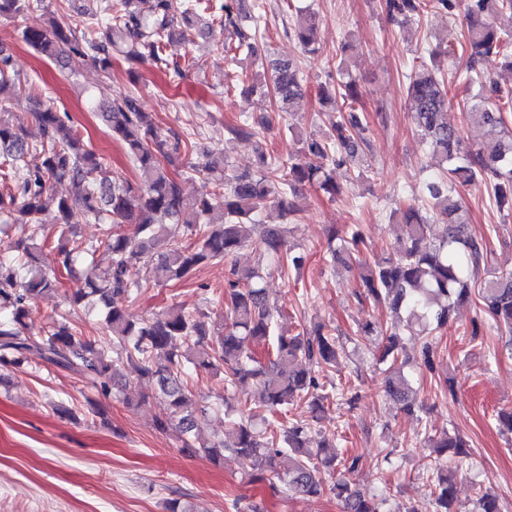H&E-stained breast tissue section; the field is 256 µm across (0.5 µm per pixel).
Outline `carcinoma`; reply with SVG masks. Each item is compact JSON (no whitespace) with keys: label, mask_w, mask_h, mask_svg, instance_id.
<instances>
[{"label":"carcinoma","mask_w":512,"mask_h":512,"mask_svg":"<svg viewBox=\"0 0 512 512\" xmlns=\"http://www.w3.org/2000/svg\"><path fill=\"white\" fill-rule=\"evenodd\" d=\"M387 12L403 19L421 16L434 7L433 0H384ZM44 7L43 0H0V20L29 16ZM101 14L108 20L103 37L85 25L59 22L49 11L25 25L22 41L50 60L65 53L89 57L102 71L112 69V47L124 45L130 76L138 67L151 63L178 77L181 66L163 55L165 41H192L218 29L226 34L224 49L251 53L255 46L242 22L247 18L239 0H224L209 21L186 0H104ZM512 0H468L464 14L465 43L457 47L440 39L429 57L422 59L409 77L407 87L411 121L430 153L443 164L441 173L426 183V205L432 216L443 221L439 243L430 242L428 220L413 206L399 212L397 223L403 233L388 255L361 263L363 292L359 301H387L407 314L406 324L383 328L371 320L358 324L357 335L380 336L384 341L382 360L390 362L384 391L400 409L414 412L417 403L400 360V331L416 328L424 340V363L431 364L433 333L448 326L456 306L471 299V285L485 266L486 242L467 231L459 203L460 186L482 184L498 207L512 209V133L473 149L465 144L463 128L449 123L445 110L452 101L439 77V59L458 51L468 53L465 91L483 86L484 65L498 61L512 68ZM320 16L310 8L298 11L292 33L303 52L318 51ZM264 80L237 74L260 96L271 92L281 111L291 112L304 94V79L297 62L290 58L270 61ZM22 85L10 55L0 51V178L25 164L31 152L41 163L26 170L7 195L0 194V233L16 224L23 236L0 252V371L18 368L36 352L47 363L75 373L104 396L118 385L115 361L126 364L140 380L154 385L155 395L165 399L167 412L155 421L164 431L178 427L185 438L181 451L189 456L203 453L213 459L235 456L247 468L251 482L279 481L289 494L299 497L333 493L343 512H383L385 499L360 491L342 479L329 484L336 466L348 473L358 468L359 459L337 449L328 439L312 442V423L321 419L327 396L320 393L316 371L339 367L342 345L326 326L304 328L295 335L276 332L278 307L262 286V268L232 265L224 286V323L216 331L207 328L205 314L187 312L179 306L153 316L133 318L127 302L142 287L141 274L155 282L187 280L199 268L228 259L246 246L255 227V216L275 208L286 220L300 211L299 191L316 187L335 198L342 193L333 166L356 165L359 148L367 144L366 127L355 107L360 93L352 77L320 87V100L339 113L324 137L308 136L288 163L268 166L259 154L256 170L226 173L224 151L200 149L190 155L188 142L179 133L161 131L141 111L137 99L115 100L103 113L112 136L123 142L127 155L139 170L136 180L110 178L107 161L85 145L78 129L65 112L47 106L34 116L39 140L31 142L22 125L5 105V95ZM492 106L481 95L472 101L462 97L469 122L491 127L505 124L512 112V91L490 89ZM233 138L251 139L258 134L245 118L228 128ZM177 164L187 172L205 173L218 181L219 192L202 194L191 206L184 202L179 177L169 167ZM68 180L70 191L58 195L55 182ZM83 207L88 221L103 227L100 245L110 253L109 266L99 270L90 265L69 300L79 304L91 300L103 310V328L112 336L117 359L98 350L91 340L79 335L66 319L53 322L43 336L27 333L32 301L52 293L58 284L57 270L71 269L81 256L94 255L96 247L71 244L69 217L74 207ZM60 228L51 260L43 257L36 237L43 224ZM264 254L280 267L302 268L303 253L282 251L283 235L260 226ZM340 245H334V241ZM359 234L328 242L330 261L347 263L358 249ZM478 296L491 325L512 335V270L502 271L480 283ZM217 376L224 374V390L237 398V409L228 419L224 435L206 439L197 433L198 402L185 379L186 368ZM257 385L262 401L250 405L243 397L246 388ZM303 403L308 420L288 422L281 431L258 429L257 409L275 417L287 406ZM438 458L432 468L429 512H458L454 477L444 459L469 456L467 443L447 430L428 437ZM476 512H501L499 497L490 487L476 492Z\"/></svg>","instance_id":"cac0c4a2"}]
</instances>
